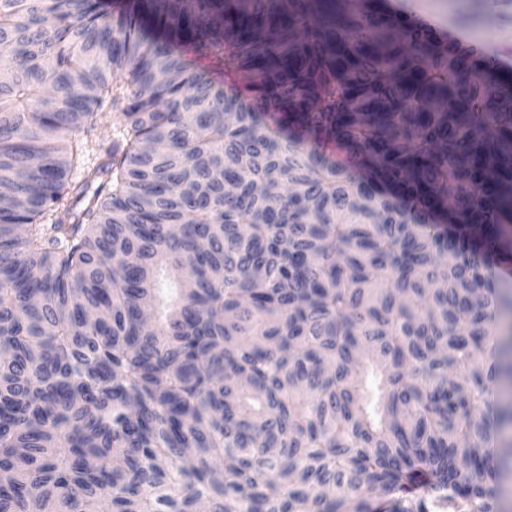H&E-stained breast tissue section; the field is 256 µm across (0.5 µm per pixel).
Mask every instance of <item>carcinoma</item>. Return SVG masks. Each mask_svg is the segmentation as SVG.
<instances>
[{
    "mask_svg": "<svg viewBox=\"0 0 512 512\" xmlns=\"http://www.w3.org/2000/svg\"><path fill=\"white\" fill-rule=\"evenodd\" d=\"M0 183V512H498L479 44L386 0H0ZM87 140L90 159L94 161L99 153V148H105L112 143V116L102 117L96 128L89 133Z\"/></svg>",
    "mask_w": 512,
    "mask_h": 512,
    "instance_id": "cac0c4a2",
    "label": "carcinoma"
}]
</instances>
